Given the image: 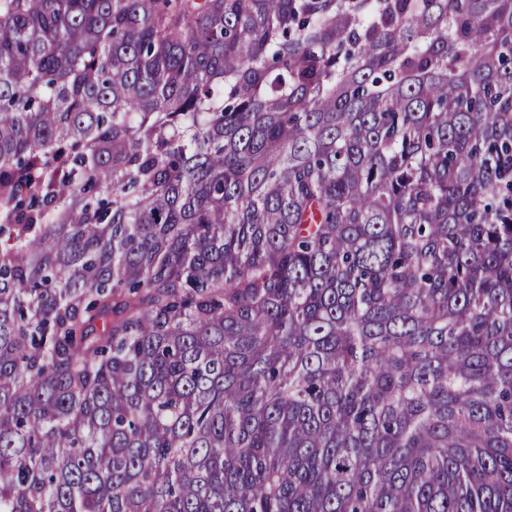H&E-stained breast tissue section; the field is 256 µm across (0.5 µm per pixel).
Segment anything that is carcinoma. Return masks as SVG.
<instances>
[{
    "label": "carcinoma",
    "mask_w": 512,
    "mask_h": 512,
    "mask_svg": "<svg viewBox=\"0 0 512 512\" xmlns=\"http://www.w3.org/2000/svg\"><path fill=\"white\" fill-rule=\"evenodd\" d=\"M0 512H512V0H0Z\"/></svg>",
    "instance_id": "carcinoma-1"
}]
</instances>
